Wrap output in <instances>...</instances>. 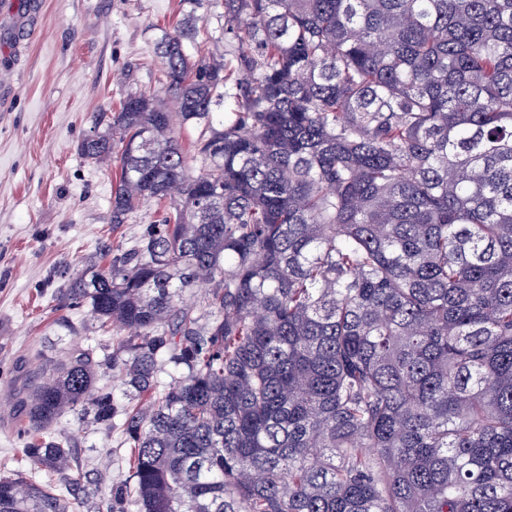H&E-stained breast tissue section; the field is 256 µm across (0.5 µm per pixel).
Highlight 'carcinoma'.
<instances>
[{
	"mask_svg": "<svg viewBox=\"0 0 512 512\" xmlns=\"http://www.w3.org/2000/svg\"><path fill=\"white\" fill-rule=\"evenodd\" d=\"M188 4L178 110L130 93L78 145L112 227L166 207L56 293L127 334L30 363L22 454L61 484L1 476L0 512H91L71 415L130 448L109 512H512V0H224L233 69Z\"/></svg>",
	"mask_w": 512,
	"mask_h": 512,
	"instance_id": "carcinoma-1",
	"label": "carcinoma"
}]
</instances>
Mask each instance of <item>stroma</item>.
Segmentation results:
<instances>
[{
    "mask_svg": "<svg viewBox=\"0 0 512 512\" xmlns=\"http://www.w3.org/2000/svg\"><path fill=\"white\" fill-rule=\"evenodd\" d=\"M188 11L185 0H0V475L24 466L19 402L32 356L118 343L86 307L58 306L56 285L87 261L109 263L162 208L143 202L132 223L112 228L114 167L86 161L76 146L97 113L161 89L156 43ZM197 16V42L234 62L224 0H206ZM56 431L84 463L101 512L128 470L120 432L73 417Z\"/></svg>",
    "mask_w": 512,
    "mask_h": 512,
    "instance_id": "obj_1",
    "label": "stroma"
}]
</instances>
